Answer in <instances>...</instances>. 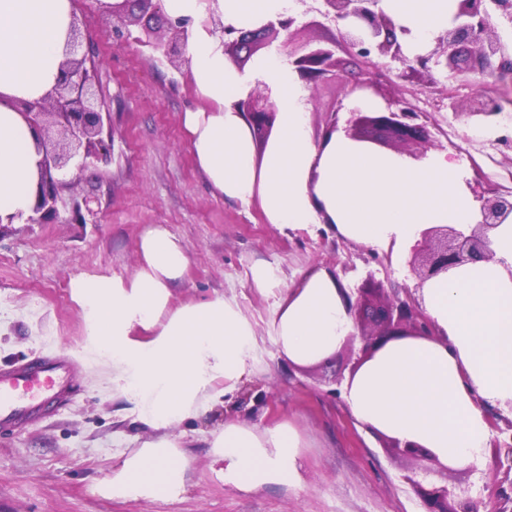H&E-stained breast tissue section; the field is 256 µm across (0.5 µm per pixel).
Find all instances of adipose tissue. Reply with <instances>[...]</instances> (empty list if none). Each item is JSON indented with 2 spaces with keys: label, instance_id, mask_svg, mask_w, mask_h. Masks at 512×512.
Listing matches in <instances>:
<instances>
[{
  "label": "adipose tissue",
  "instance_id": "adipose-tissue-1",
  "mask_svg": "<svg viewBox=\"0 0 512 512\" xmlns=\"http://www.w3.org/2000/svg\"><path fill=\"white\" fill-rule=\"evenodd\" d=\"M292 0H161L163 15L184 20L191 81L210 105L183 115L197 166L219 195L258 202L267 223L332 224L346 240L390 254L403 267L408 245L428 224H474L479 214L460 166L445 153L412 164L334 134L317 143L308 130L307 93L277 54L249 72L224 56L211 17L252 29L287 13ZM403 28L408 55L424 52L448 26V0H380ZM75 0H0V217L29 215L37 183L34 134L17 102L57 82ZM274 93L278 132L254 160L252 130L234 102L253 80ZM493 259L427 281L422 306L432 336L387 343L344 386L351 415L373 431L422 446L451 467L481 466L488 410L512 406V220L491 235ZM190 264L161 224L144 232L129 277L81 273L70 282L84 325L74 356L113 397L126 399L154 435L123 459L104 490L115 498L181 494L192 459L173 429L224 402L248 381L258 348L253 321L223 294L181 305L172 288ZM272 301L271 342L284 362L327 359L354 332L344 293L323 270L283 287L269 269L252 272ZM219 476L246 491L294 484L302 446L289 422L264 428L231 422L209 431Z\"/></svg>",
  "mask_w": 512,
  "mask_h": 512
}]
</instances>
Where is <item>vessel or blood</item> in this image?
<instances>
[{"instance_id": "b4317fda", "label": "vessel or blood", "mask_w": 512, "mask_h": 512, "mask_svg": "<svg viewBox=\"0 0 512 512\" xmlns=\"http://www.w3.org/2000/svg\"><path fill=\"white\" fill-rule=\"evenodd\" d=\"M72 383V365L63 358L0 371V427L21 428L62 405Z\"/></svg>"}]
</instances>
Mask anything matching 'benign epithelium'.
<instances>
[{
    "label": "benign epithelium",
    "instance_id": "obj_1",
    "mask_svg": "<svg viewBox=\"0 0 512 512\" xmlns=\"http://www.w3.org/2000/svg\"><path fill=\"white\" fill-rule=\"evenodd\" d=\"M320 14L328 20L345 23L339 40L325 45L299 38L302 28L297 16H280L254 30L222 26L224 54L238 70L260 49L280 40L279 51L288 57L300 81L313 87L336 79V51L340 50L359 67L365 79L352 88L380 93L391 84L392 69L379 62L388 58L399 63L398 77L410 80L421 73L432 76V70L459 74L471 72L493 80L512 79V56L504 52L495 34L493 19L512 24V0H456L448 29L435 37L429 52L408 56L397 35L394 20L378 7L379 0H319ZM106 22H115L113 33L121 35L119 25H139L154 36V50L174 62L183 57L185 30L161 15L159 0H115L112 9L102 12ZM82 33L72 22L65 58L54 90L46 96L21 103L22 115L36 136L39 180L32 212L26 224H85L91 214L88 197L64 191L75 184L66 180L71 169L81 172L95 161L107 158L112 146L111 113L106 101L93 89L94 60L90 52H81ZM418 90H407V96L388 101L383 109L369 112L356 110L347 136L382 147L401 148L424 145L429 141L427 112L412 101ZM251 126L269 130L277 109L270 96L251 91L235 103ZM502 112L499 96L491 90L474 100L463 116L478 123L497 120ZM480 220L464 232L448 224H436L421 232L413 248L411 268L423 285L427 280L453 268L493 257L489 232L512 215V190L499 193L490 189L475 196ZM378 289L371 282L358 289V296H347L348 310L360 330L362 364L390 341L435 335V325L421 304L411 295H398L371 301ZM398 454L414 459L436 461L421 446L393 441ZM411 487L426 512H475L468 499L450 498L448 488L427 485L409 479Z\"/></svg>",
    "mask_w": 512,
    "mask_h": 512
}]
</instances>
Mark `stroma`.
Segmentation results:
<instances>
[{"mask_svg":"<svg viewBox=\"0 0 512 512\" xmlns=\"http://www.w3.org/2000/svg\"><path fill=\"white\" fill-rule=\"evenodd\" d=\"M77 17L98 55L112 157L76 183V193L90 199L87 223L0 228V310L8 314L0 321V370L48 355L72 359L75 369L66 405L25 429L0 430V512H424L406 482L412 475L471 498L479 512H512V503L498 496L512 489V468L498 465L493 446H486L480 471L406 459L390 449V436L360 424L344 398L332 396L351 376L361 341L312 366L282 362L270 340L271 302L251 282L258 265L274 269L291 287L309 269L322 268L352 294L368 282L415 288L411 270L395 274L371 247L337 236L332 225L278 227L265 223L257 204L215 194L183 130L184 112L204 106L188 65L176 68L155 54L141 43L140 28L116 37L95 0H77ZM433 78L434 90L418 96L431 117L428 152H452L469 187L512 189V159L494 144L501 125L475 124L438 106L440 90L457 85L438 72ZM348 100L345 85L310 90V134L334 107L339 128H346ZM156 224L176 235L190 257L184 282L173 290L175 304L219 292L253 319L259 363L244 388L266 394L267 401L240 405L228 395L222 407L175 428L193 458L177 498H112L101 488L120 462L119 451L139 447L153 432L136 421L128 402L104 392L73 360L84 327L69 284L82 271L133 274L140 238ZM239 420L260 427L286 420L299 430L305 446L295 484L245 491L217 477L205 436Z\"/></svg>","mask_w":512,"mask_h":512,"instance_id":"1","label":"stroma"}]
</instances>
